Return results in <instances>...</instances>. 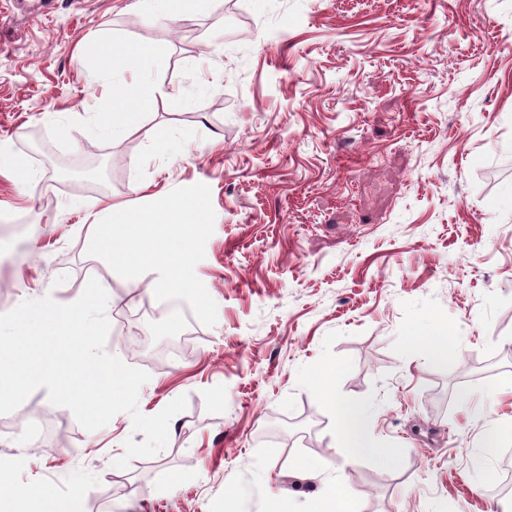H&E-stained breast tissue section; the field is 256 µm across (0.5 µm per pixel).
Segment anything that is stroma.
Here are the masks:
<instances>
[{
	"instance_id": "stroma-1",
	"label": "stroma",
	"mask_w": 512,
	"mask_h": 512,
	"mask_svg": "<svg viewBox=\"0 0 512 512\" xmlns=\"http://www.w3.org/2000/svg\"><path fill=\"white\" fill-rule=\"evenodd\" d=\"M106 30L160 47L164 160L91 131L108 77L79 55ZM0 314L75 302L99 200L211 191L197 277L208 327L112 275L108 352L149 375L141 413L179 396L165 449L115 467L129 414L89 431L34 391L0 415V496L42 488L92 512H309L339 480L358 512H495L512 449V0H212L176 22L143 0H0ZM102 156V178L67 170ZM335 367L334 402L319 390ZM367 410L349 452L337 406ZM0 173L7 174L17 185L28 187L35 180V173L22 156L0 150ZM512 457L510 453L503 456L497 478L490 484L488 490L495 499L512 500Z\"/></svg>"
}]
</instances>
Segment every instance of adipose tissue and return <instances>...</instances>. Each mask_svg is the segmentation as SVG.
<instances>
[{"label":"adipose tissue","instance_id":"adipose-tissue-1","mask_svg":"<svg viewBox=\"0 0 512 512\" xmlns=\"http://www.w3.org/2000/svg\"><path fill=\"white\" fill-rule=\"evenodd\" d=\"M157 55L152 47L119 43L96 34L89 40L81 65L88 75L112 78L110 93L98 104L94 123L96 135L114 143L143 131L157 154L164 157L173 145L174 133L156 125L145 126L142 113L161 92L159 84L144 74Z\"/></svg>","mask_w":512,"mask_h":512}]
</instances>
